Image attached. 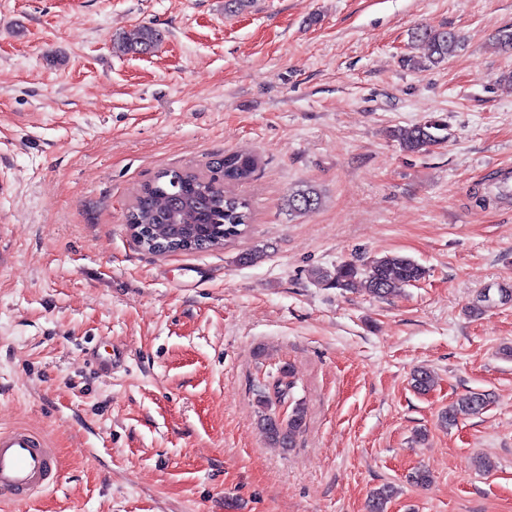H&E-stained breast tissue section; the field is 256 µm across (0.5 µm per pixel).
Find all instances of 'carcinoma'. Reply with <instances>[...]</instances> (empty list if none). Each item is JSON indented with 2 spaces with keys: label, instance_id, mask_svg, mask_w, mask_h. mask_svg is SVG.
I'll return each mask as SVG.
<instances>
[{
  "label": "carcinoma",
  "instance_id": "obj_1",
  "mask_svg": "<svg viewBox=\"0 0 512 512\" xmlns=\"http://www.w3.org/2000/svg\"><path fill=\"white\" fill-rule=\"evenodd\" d=\"M415 39L424 42L429 53L424 60L411 56L404 58V65L412 69L445 63L463 46L461 37L445 28L421 27L415 32ZM160 41L158 30L143 26L123 44V49L147 53ZM390 136L404 151L423 153L448 140V124L441 118L431 117L409 127H397L390 131ZM257 166L258 159L251 154L229 153L213 158L204 172L167 170L137 192L126 223L144 225L147 237L156 243L185 238L189 241V251L219 248L224 242L241 235L243 226L249 224L250 219L248 202L226 194L224 182L246 181L254 175ZM286 202L289 212L305 214L318 209L320 196L313 187L302 185L288 192ZM425 275V268L417 261L393 253L375 257L364 264L344 261L332 270H318L314 273V281L341 290L360 283L371 295L386 298L415 285ZM511 300L512 289L501 287L496 299L480 295L473 311L480 313L489 304ZM266 379L273 382L276 397L266 393L259 396L257 403L266 409L261 415V426L272 445L286 448L293 444L304 425L305 408L302 403H295L284 420L268 412L273 405L290 400L295 382L292 372L285 367L268 373ZM411 385L425 394L434 387L435 377L429 370L419 368L413 372ZM488 403V395L484 393H464L441 413V422L453 425L461 417L481 413ZM391 496L392 489L388 486L373 492L368 512H385Z\"/></svg>",
  "mask_w": 512,
  "mask_h": 512
}]
</instances>
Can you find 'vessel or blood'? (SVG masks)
<instances>
[{
  "mask_svg": "<svg viewBox=\"0 0 512 512\" xmlns=\"http://www.w3.org/2000/svg\"><path fill=\"white\" fill-rule=\"evenodd\" d=\"M56 451L25 427L0 432V500L37 494L56 472Z\"/></svg>",
  "mask_w": 512,
  "mask_h": 512,
  "instance_id": "vessel-or-blood-1",
  "label": "vessel or blood"
}]
</instances>
